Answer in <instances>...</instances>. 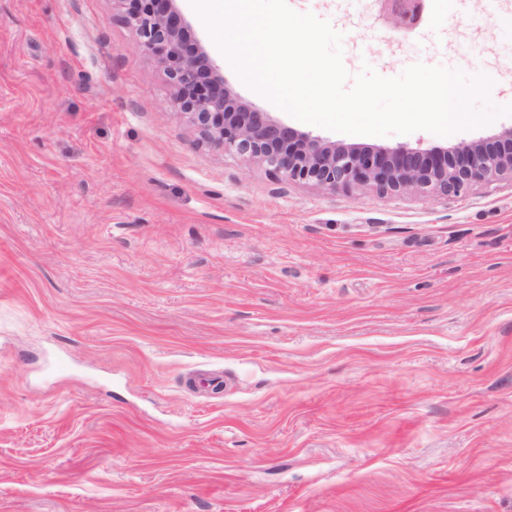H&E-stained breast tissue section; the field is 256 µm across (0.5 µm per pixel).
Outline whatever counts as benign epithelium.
Here are the masks:
<instances>
[{
  "label": "benign epithelium",
  "instance_id": "1",
  "mask_svg": "<svg viewBox=\"0 0 512 512\" xmlns=\"http://www.w3.org/2000/svg\"><path fill=\"white\" fill-rule=\"evenodd\" d=\"M138 46L157 58L174 87L173 106L212 147L258 159L288 180L351 192L421 190L458 196L471 185L512 176V128L446 147H389L328 142L238 103L205 49L191 42L175 0H118ZM393 30L410 34L425 20L426 0H378Z\"/></svg>",
  "mask_w": 512,
  "mask_h": 512
}]
</instances>
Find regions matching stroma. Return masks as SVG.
Wrapping results in <instances>:
<instances>
[{
    "label": "stroma",
    "mask_w": 512,
    "mask_h": 512,
    "mask_svg": "<svg viewBox=\"0 0 512 512\" xmlns=\"http://www.w3.org/2000/svg\"><path fill=\"white\" fill-rule=\"evenodd\" d=\"M350 74H483L512 0H288ZM193 39L247 86L191 0ZM118 0H0V512H512V179L324 191L203 142ZM381 3V17L393 30L410 34L425 20L427 0H377Z\"/></svg>",
    "instance_id": "stroma-1"
}]
</instances>
